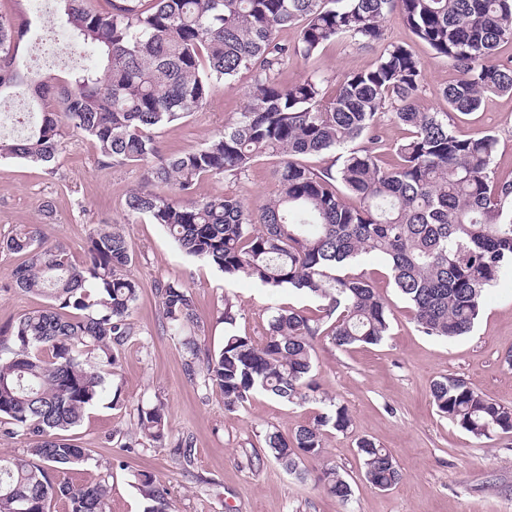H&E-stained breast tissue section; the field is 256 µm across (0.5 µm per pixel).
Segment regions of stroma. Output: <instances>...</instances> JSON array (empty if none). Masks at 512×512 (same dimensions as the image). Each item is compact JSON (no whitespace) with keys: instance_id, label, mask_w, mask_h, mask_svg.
<instances>
[{"instance_id":"stroma-1","label":"stroma","mask_w":512,"mask_h":512,"mask_svg":"<svg viewBox=\"0 0 512 512\" xmlns=\"http://www.w3.org/2000/svg\"><path fill=\"white\" fill-rule=\"evenodd\" d=\"M385 29L388 40L410 43L424 64L422 107L446 111L442 91L457 80V68L414 41L398 13L388 15ZM377 57V50L338 41L315 60L289 62L281 80L292 83L316 70L327 77L332 94L345 74L371 68ZM246 85L243 77L215 83L202 111L159 131L162 152L200 147L222 131L243 108ZM454 123L462 136L477 130L495 132L499 144L493 167L500 179L512 178V95L487 96L478 112L455 118ZM275 165V160L265 159L241 179L202 180L196 195L231 192L251 206L262 205L277 190ZM141 184L139 167H100L91 141L75 134L62 139L55 170L0 159V238L18 225L39 223L43 202L52 201L54 217L47 232L64 242L75 262L84 259L92 225H122L134 254L129 272L141 286L131 315L137 334L123 345L118 368L107 376L104 391L74 430L91 456L57 472L58 482L79 486L106 480L107 512H144L134 484V475L141 470L168 488L173 512H512V434L477 440L440 417L430 396L431 381L451 373L496 402L512 406V369L500 361L512 350L511 276L487 290L472 332L445 342L418 331L384 259L369 255L361 268L388 300V336L376 345L345 349L316 342V401L291 404L257 393L237 412L228 413L218 389L200 390L190 383L181 341L170 335L162 319L156 284L179 281L190 287L200 324L196 340L208 352L224 344L218 317L225 296H234L241 307L237 332L259 343L276 308L288 304L311 315L319 303L244 277L224 278L209 262L187 256L160 225L128 215L125 198ZM21 261V255L0 253L1 330L44 304L40 296L8 287L10 274ZM116 396L121 399L117 405L112 402ZM325 397L346 406L353 423L344 434L327 430L322 459L308 458L303 465L314 470L326 462L348 476L353 496L345 508L313 480L289 475L273 460L248 464L250 456L261 452L267 430L293 432L313 419ZM156 403L165 407L167 438L160 444L146 439L127 448V441L138 435L137 406ZM181 437L192 442L187 461L174 450ZM361 438L389 450L400 466L402 478L391 489H375L365 480L356 447Z\"/></svg>"}]
</instances>
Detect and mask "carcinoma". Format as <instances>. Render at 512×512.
I'll return each instance as SVG.
<instances>
[{"label":"carcinoma","instance_id":"cac0c4a2","mask_svg":"<svg viewBox=\"0 0 512 512\" xmlns=\"http://www.w3.org/2000/svg\"><path fill=\"white\" fill-rule=\"evenodd\" d=\"M30 2L13 0V12L0 14V104L24 94L39 112L26 134L0 137V158L54 165L61 139L80 133L100 165L143 168L144 186L127 194L125 208L162 226L186 254L227 279L246 277L320 302L315 316L277 308L259 344L233 330L239 308L226 294L224 345L203 354L192 335L199 325L189 287L155 288L168 328L190 357L189 381L218 387L226 412L255 393L309 401L318 339L338 349L384 340L387 300L366 273L353 272L364 254L384 257L419 331L443 340L471 332L485 291L512 274V179L495 176L498 139L491 131L461 138L452 124L453 114L478 111L485 96L512 94V63L491 61L497 46L512 43V0H112L108 12L95 0H55L73 42L93 46L96 60L53 78L21 59ZM391 12L458 69L442 91L448 111L421 107L424 65L407 44L386 40ZM292 26L297 41L281 42L279 32ZM337 40L379 48L376 63L344 75L332 96L316 70L282 84L289 60L309 61ZM241 73L250 82L237 118L198 148L161 154L153 131L202 110L214 83ZM385 112L406 130L392 165L381 160ZM307 155L334 160L316 169L301 162ZM262 157L279 158V190L258 212L232 193L195 197L199 181L238 179ZM41 213L43 223L0 240L1 251L24 256L6 287L46 300L0 338V433L30 439L25 456H0V512H50L56 498L68 512H106V481L73 487L52 472L88 458L70 432L117 368L118 346L135 334L130 316L141 286L126 270L132 256L119 225L94 226L77 264L43 232L52 202ZM430 394L440 416L478 440L512 433V407L461 377L433 380ZM137 425L163 441V405L137 409ZM351 425L348 408L331 401L290 436L267 431V456L299 472L305 458L321 456L325 428ZM357 448L372 486L388 490L400 481L388 450L371 439ZM317 481L342 506L351 501V483L336 467L323 465ZM137 489L144 512H171L168 491L152 474H138Z\"/></svg>","mask_w":512,"mask_h":512}]
</instances>
